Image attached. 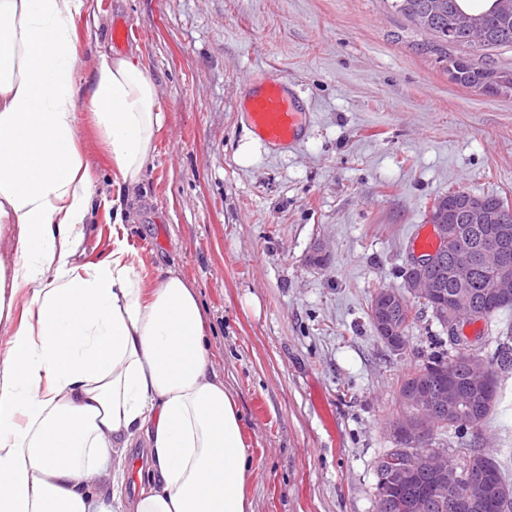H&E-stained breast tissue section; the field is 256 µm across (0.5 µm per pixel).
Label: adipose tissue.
Wrapping results in <instances>:
<instances>
[{
	"mask_svg": "<svg viewBox=\"0 0 512 512\" xmlns=\"http://www.w3.org/2000/svg\"><path fill=\"white\" fill-rule=\"evenodd\" d=\"M80 20L97 25L91 0H0V224L18 230L0 320L27 304L0 351V512H252L242 417L194 289L174 271L148 287L120 238L82 260L95 190L79 105L119 188L141 182L163 110L133 57L99 49L82 76ZM139 439L150 469L130 501L113 457ZM107 474L111 493L93 492Z\"/></svg>",
	"mask_w": 512,
	"mask_h": 512,
	"instance_id": "1",
	"label": "adipose tissue"
}]
</instances>
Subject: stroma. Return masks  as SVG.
Instances as JSON below:
<instances>
[{"label": "stroma", "instance_id": "35a3bbf8", "mask_svg": "<svg viewBox=\"0 0 512 512\" xmlns=\"http://www.w3.org/2000/svg\"><path fill=\"white\" fill-rule=\"evenodd\" d=\"M76 26L83 74L98 48L135 55L163 107L155 152L122 195L136 270L195 289L212 366L236 398L253 512H377L375 463L393 448L399 378L438 352L421 310L407 350L377 338L379 288L404 289L432 204L452 190L512 200V96L452 84L424 35L383 0H95ZM122 40L113 41V29ZM288 81L304 139L259 146L243 104ZM79 146L97 188L84 260L112 250V159L88 110ZM324 246L326 262L308 255ZM481 435L437 436L457 455L486 449L512 483V362Z\"/></svg>", "mask_w": 512, "mask_h": 512}]
</instances>
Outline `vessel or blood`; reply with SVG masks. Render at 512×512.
Instances as JSON below:
<instances>
[{
  "mask_svg": "<svg viewBox=\"0 0 512 512\" xmlns=\"http://www.w3.org/2000/svg\"><path fill=\"white\" fill-rule=\"evenodd\" d=\"M246 112L252 131L268 146H290L304 136L302 110L286 80L260 82L247 98Z\"/></svg>",
  "mask_w": 512,
  "mask_h": 512,
  "instance_id": "vessel-or-blood-1",
  "label": "vessel or blood"
}]
</instances>
